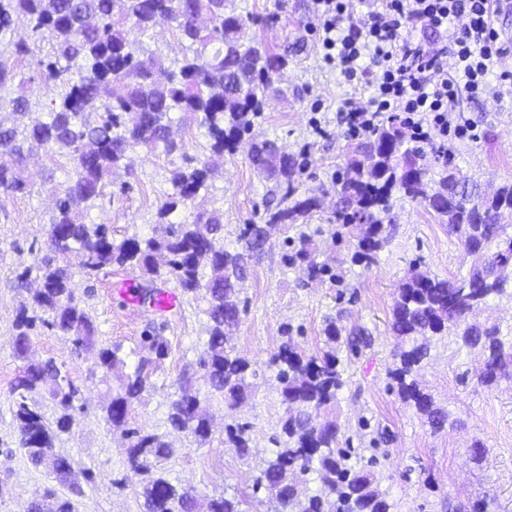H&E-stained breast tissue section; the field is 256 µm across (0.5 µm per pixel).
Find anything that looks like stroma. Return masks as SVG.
Masks as SVG:
<instances>
[{
	"label": "stroma",
	"instance_id": "stroma-1",
	"mask_svg": "<svg viewBox=\"0 0 512 512\" xmlns=\"http://www.w3.org/2000/svg\"><path fill=\"white\" fill-rule=\"evenodd\" d=\"M250 20L249 42L279 47L302 44L285 73L273 80L261 116L253 128L258 140H272L295 156L296 185L300 194L325 192L324 209L309 222L325 226L335 201L331 182L345 165L349 136L341 120L348 106L366 105L371 91L352 86L339 70L326 65L319 44L318 22L311 0H234ZM26 41L31 56L14 60L27 78L26 93L40 119H47L60 89L46 80L36 59L51 54L50 42L33 35L26 21L0 34V52L10 53L13 42ZM459 106L471 118L476 140L458 144L452 163L494 191L512 178V94L487 93L474 99L460 94ZM128 171L107 186L102 198L80 203L88 224H106L114 238L151 235L158 207L171 193L169 157L142 148L131 151ZM210 182L205 206L224 216V245L238 246L243 225L261 223L275 196V184L251 166L246 149L224 154ZM22 177L24 193L0 192V512H24L28 500L45 490L68 495L44 468L34 467L18 450L13 422L12 387L20 363L11 341L26 288L38 285L33 267L47 249L46 228L54 211L55 195L68 179L67 165L49 162L45 154L33 156ZM397 229L371 267L345 264L340 287L305 284L299 268L282 263L284 233H272L260 257L249 264L241 293L244 311L230 343L256 365H264L281 341L280 327L290 323L295 344L305 354L322 347L326 317H339L342 326L365 327L370 347L358 355L343 354L345 385L338 395L340 421L351 447L369 445L370 429L384 430L387 455L374 472L388 491L391 512H473L476 504L486 512H512V380L487 388L478 384L474 364L453 338L435 339L420 371L421 378L453 421V428L435 432L415 409L391 388L389 373L395 366V338L389 328L391 294L404 279L411 263L423 270L451 277L465 274L461 246L419 201L398 197L389 215ZM31 272L19 286L22 266ZM139 271L112 266L93 278L75 275L74 294L95 320L103 344L137 349L151 318L140 308L123 306L112 291L115 282L140 280ZM203 303L182 298L176 315L168 317L165 335L171 352L157 375L155 391L135 406L131 427L169 434L177 453L165 465L168 478L189 486L199 497L224 492L240 496L247 512H273L274 505L252 491L256 470L274 448L284 407L269 377H258L251 397L235 411L225 410L221 399L209 402L213 416L210 444L197 446L183 433H169V403L184 371H197L207 339ZM31 355L66 365L78 390L79 410L68 432L59 435V452L74 463L76 472H88L84 493L75 500L77 512H144L143 499L125 455L127 441L112 431L102 406L108 385L93 354L76 351L69 337L37 326ZM369 428H362V421ZM241 425L250 439L249 456L225 447L224 427ZM484 445L475 453L474 442Z\"/></svg>",
	"mask_w": 512,
	"mask_h": 512
}]
</instances>
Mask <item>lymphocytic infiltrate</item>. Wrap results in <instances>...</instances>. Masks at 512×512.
Segmentation results:
<instances>
[{"instance_id":"1","label":"lymphocytic infiltrate","mask_w":512,"mask_h":512,"mask_svg":"<svg viewBox=\"0 0 512 512\" xmlns=\"http://www.w3.org/2000/svg\"><path fill=\"white\" fill-rule=\"evenodd\" d=\"M497 0H370L368 22L348 24L346 0H312L322 30L323 59L348 83L366 84L365 107L343 115L352 135L370 134L391 112L401 113L413 140L435 143L447 158L456 142L474 137V125L458 105L460 93L485 94L490 81L512 88V72L497 62L512 52L494 24ZM459 29L434 50L417 29Z\"/></svg>"}]
</instances>
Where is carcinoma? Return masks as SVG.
<instances>
[{
  "instance_id": "cac0c4a2",
  "label": "carcinoma",
  "mask_w": 512,
  "mask_h": 512,
  "mask_svg": "<svg viewBox=\"0 0 512 512\" xmlns=\"http://www.w3.org/2000/svg\"><path fill=\"white\" fill-rule=\"evenodd\" d=\"M161 17L183 43V58L173 69L129 38L128 27L144 34ZM20 19L52 41L66 66L38 61L42 74L63 86L49 120L29 119L32 105L25 95L11 100L13 121L0 124V153L8 157L0 162V189L24 192L20 172L38 148L52 160L66 158L73 172L58 193L47 229V253L38 259L40 288L21 305L12 338L13 355L21 362L12 388L20 450L73 495L82 494L72 462L55 452L58 433L71 427L78 390L64 366L26 358L32 345V308L49 314L47 325L70 337L76 350L94 354L104 377L116 382L103 405L104 418L129 440L127 463L134 475L142 476L145 512H245L244 501L234 495L201 500L193 488L171 482L164 463L176 448L162 434L128 428L133 405L155 389L154 377L169 356L163 328L153 326L144 332L141 348L130 352V362L121 355V346L99 343L92 317L70 288L74 267L91 277L106 267L129 265L152 284L174 280L183 294L204 304L207 340L198 365L207 396L220 398L229 410L245 402L257 370L229 346L227 329V322L240 321L243 312L245 254L224 247L223 215L201 203L192 221L170 219L179 207L204 197L215 174L211 158L184 156L183 164L169 170L172 193L158 207L148 237L118 241L107 225L85 223L75 203L102 197L135 148H160L167 156L181 151L174 112L184 113L205 130L212 154L236 152L263 111L272 77L288 69L298 50L288 44L271 50L245 43L244 17L233 0H0V32ZM402 134L391 116L352 147L343 173L332 182L338 203L327 233L332 242L345 240L354 248L351 261L367 268L375 265L396 231L384 219L394 196L402 194L423 202L461 244L470 261L466 275L432 276L415 264L392 294L390 307L399 360L390 371L392 389L431 428L442 430L448 425V412L418 379L435 337L453 336L476 355L479 384L490 388L512 377V340L504 339L498 324L469 321L473 308L512 298V232L504 224L505 211H512V180L484 197L480 185L449 161L434 173L422 147L405 145ZM247 155L259 174L281 190L275 207L266 210L265 223L286 232L320 211L319 198L298 195L292 154L264 140L248 142ZM240 239L251 252L264 245L257 224L246 225ZM315 252V240L301 232L282 261L305 267L309 282L340 285L333 266L316 261ZM292 333L291 324L281 326L284 341L266 364L277 382L284 415L276 448L255 478L253 493L264 492L276 512H390L387 492L372 473L378 457L340 447L342 426L335 415L337 395L344 386L341 345L356 354L371 345V336L359 327L344 334L330 318L323 328V347L306 355L298 350ZM194 380L188 372L179 378L167 421L171 431L190 435L202 447L212 435L210 413ZM32 392L44 393L55 403V425L47 424L29 403ZM225 443L242 456L249 453L242 426H227ZM309 474L316 476L319 489L312 495L296 492ZM26 512H75V504L49 490L29 501Z\"/></svg>"
}]
</instances>
